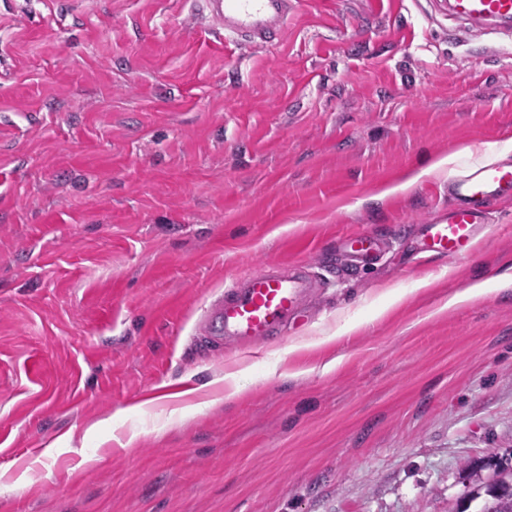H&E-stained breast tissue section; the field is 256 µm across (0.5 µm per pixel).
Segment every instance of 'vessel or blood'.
<instances>
[{
    "mask_svg": "<svg viewBox=\"0 0 512 512\" xmlns=\"http://www.w3.org/2000/svg\"><path fill=\"white\" fill-rule=\"evenodd\" d=\"M207 10L225 34L249 43L277 40L294 0H205ZM448 13L467 24H487L512 32V0H448ZM448 215L419 227L421 248L434 255L458 257L477 247L488 205L512 197V165L469 168L448 183ZM351 257L369 260L378 244L362 233L346 235ZM316 288L302 264L282 272L261 270L228 285L208 308L202 339L214 347L244 348L277 336L288 321L300 316Z\"/></svg>",
    "mask_w": 512,
    "mask_h": 512,
    "instance_id": "1",
    "label": "vessel or blood"
}]
</instances>
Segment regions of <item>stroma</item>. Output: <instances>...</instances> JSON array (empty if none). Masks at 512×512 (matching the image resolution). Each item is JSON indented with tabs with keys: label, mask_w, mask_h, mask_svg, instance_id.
I'll use <instances>...</instances> for the list:
<instances>
[{
	"label": "stroma",
	"mask_w": 512,
	"mask_h": 512,
	"mask_svg": "<svg viewBox=\"0 0 512 512\" xmlns=\"http://www.w3.org/2000/svg\"><path fill=\"white\" fill-rule=\"evenodd\" d=\"M492 148L512 36L445 0H296L270 45L201 0H0V512H455L512 448V197L468 256L417 226ZM296 259L307 324L199 342ZM345 244L350 247V257L370 260L379 250V245L363 233H352L343 238Z\"/></svg>",
	"instance_id": "1"
}]
</instances>
